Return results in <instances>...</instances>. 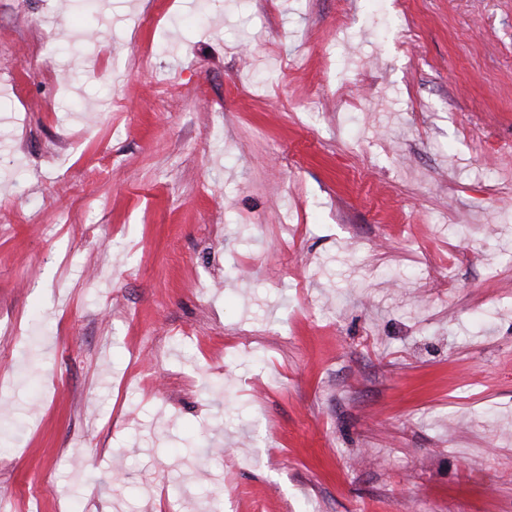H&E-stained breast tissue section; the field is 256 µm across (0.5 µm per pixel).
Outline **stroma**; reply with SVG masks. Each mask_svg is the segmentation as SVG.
Here are the masks:
<instances>
[{"label": "stroma", "mask_w": 512, "mask_h": 512, "mask_svg": "<svg viewBox=\"0 0 512 512\" xmlns=\"http://www.w3.org/2000/svg\"><path fill=\"white\" fill-rule=\"evenodd\" d=\"M0 0V512H512V0Z\"/></svg>", "instance_id": "stroma-1"}]
</instances>
